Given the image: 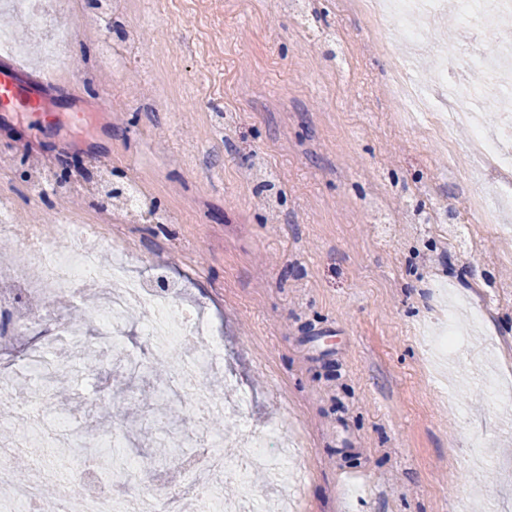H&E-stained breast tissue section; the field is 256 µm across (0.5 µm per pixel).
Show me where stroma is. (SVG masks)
Here are the masks:
<instances>
[{"mask_svg": "<svg viewBox=\"0 0 512 512\" xmlns=\"http://www.w3.org/2000/svg\"><path fill=\"white\" fill-rule=\"evenodd\" d=\"M39 100L53 120L0 110V196L44 236L62 215L105 224L77 180L108 165L168 223L120 230L136 273L211 319L247 422L302 443V512H512V236L471 210L486 183L458 130L404 122L389 62L345 0H122L78 27ZM61 181L35 199L31 155ZM273 174L253 176L257 156ZM456 302L447 318L448 302ZM455 325L448 357L434 345ZM502 387L496 396L484 380Z\"/></svg>", "mask_w": 512, "mask_h": 512, "instance_id": "35a3bbf8", "label": "stroma"}]
</instances>
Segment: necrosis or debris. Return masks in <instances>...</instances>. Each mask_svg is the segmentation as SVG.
Masks as SVG:
<instances>
[{"instance_id": "necrosis-or-debris-1", "label": "necrosis or debris", "mask_w": 512, "mask_h": 512, "mask_svg": "<svg viewBox=\"0 0 512 512\" xmlns=\"http://www.w3.org/2000/svg\"><path fill=\"white\" fill-rule=\"evenodd\" d=\"M363 6L375 21L392 26L398 40L422 47L433 36L430 18L441 0H352ZM459 23L478 36V49L453 55L451 76L444 82V98H436L420 88L404 57H396L391 92L414 112H438L448 134L470 128L469 150L488 165L491 172L512 182V44L499 41L498 28L512 20V0H453ZM481 72L482 85H474L471 75ZM493 90L499 117L495 135H486L472 108L475 99ZM0 225L14 234L18 263L0 271V347L42 330L46 311L68 309L75 297L97 294L93 311L96 338L86 341L81 325L60 321L50 341L57 365L81 363L96 369L111 363L110 353L121 340L131 308L142 312V332L151 346V356L170 365L171 400L156 407L152 418L158 427L168 428L171 417L188 407L194 423L193 438L203 440L217 410L240 414L237 406L225 404L223 395L211 384V376L224 370L219 345L211 338L209 321L199 314L186 313L177 295L148 288L123 260L125 245L120 234L112 236L113 260H100L101 237L96 225L60 222L57 239L69 243L72 261H61L49 247L38 227L14 220L13 206L0 202ZM0 399L14 404V415L26 423L19 441H0V512H15L19 502L30 508L41 505L44 485L55 474L41 465L42 447L68 446V429L47 428L45 406L53 404V393L0 377ZM268 442L264 434L245 431L238 452L221 453L202 449L191 468L189 489H182L179 476L168 475L149 489L136 491L135 476L125 461L112 467V488L89 495L83 512H256L258 493H265L269 512H291L297 492L282 457L298 453L299 444L290 439L279 443V457L264 454ZM31 460L25 480H17L16 456ZM237 485L235 497H225L224 476Z\"/></svg>"}]
</instances>
